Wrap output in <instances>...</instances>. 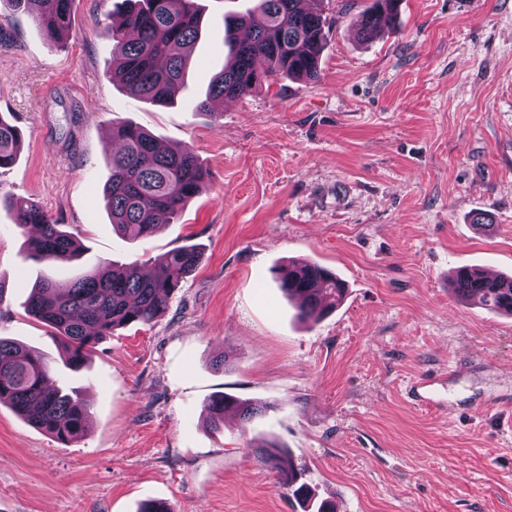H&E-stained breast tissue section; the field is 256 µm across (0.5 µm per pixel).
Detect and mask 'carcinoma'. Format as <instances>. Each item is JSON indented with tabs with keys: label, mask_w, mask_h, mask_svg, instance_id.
<instances>
[{
	"label": "carcinoma",
	"mask_w": 512,
	"mask_h": 512,
	"mask_svg": "<svg viewBox=\"0 0 512 512\" xmlns=\"http://www.w3.org/2000/svg\"><path fill=\"white\" fill-rule=\"evenodd\" d=\"M119 22L105 31L115 42L112 78L125 90L160 106L174 102L185 81L191 49L200 35L197 0H124ZM401 0H370L362 13L358 37L371 42L381 22L398 14ZM13 10L29 14L50 42L69 33L74 0H8ZM329 21L324 0H256L253 8L224 22L229 54L212 81L209 100L246 96L280 76L315 80ZM121 143L112 154L110 178L104 188L113 228L130 239H146L177 219L185 206L204 189L205 174L187 148L163 150L148 131L132 123L112 126ZM18 128L0 115V169L17 161ZM15 225L24 230L41 226L31 238L27 254L43 261L71 259L81 245L53 223L35 204L16 208ZM194 246L163 253L150 268L133 262L103 263L87 274L65 282L43 280L30 295L28 311L60 341L65 363L75 370L91 359L99 343L118 328L147 324L160 315L179 288L181 279L201 263ZM280 288L297 301L299 317L317 321L340 305L345 283L327 268L297 261L281 270ZM458 296L491 311L512 316V277L488 279L481 271L459 269L453 279ZM52 368L36 350L0 337V402L11 405L34 427L68 445L86 432L88 403L77 392L50 388ZM234 408L241 421L262 413V407L226 393L212 397L207 419L217 431L224 415ZM269 447L254 449L274 463L279 482L296 498L307 488L298 483L293 465Z\"/></svg>",
	"instance_id": "obj_1"
}]
</instances>
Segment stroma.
I'll use <instances>...</instances> for the list:
<instances>
[{"label": "stroma", "mask_w": 512, "mask_h": 512, "mask_svg": "<svg viewBox=\"0 0 512 512\" xmlns=\"http://www.w3.org/2000/svg\"><path fill=\"white\" fill-rule=\"evenodd\" d=\"M201 38L177 102L112 80L102 33L121 0H75L47 43L0 10V113L22 133L0 169V336L40 351L52 381L90 403L70 445L0 404V512H512V432L485 410L512 401V316L462 303L453 272L512 275V0H402L360 42L369 0H328L314 81L278 79L196 111L227 55L224 20L255 0H200ZM132 122L187 147L206 188L143 241L105 208L110 128ZM38 204L81 243L79 258L25 259L15 207ZM201 249L165 311L116 329L81 371L26 310L43 278L104 261ZM312 260L347 294L301 322L277 282ZM457 363L449 412L413 404L415 377ZM263 405L244 423L206 420L212 395ZM276 443L311 496L283 488L255 450Z\"/></svg>", "instance_id": "35a3bbf8"}]
</instances>
